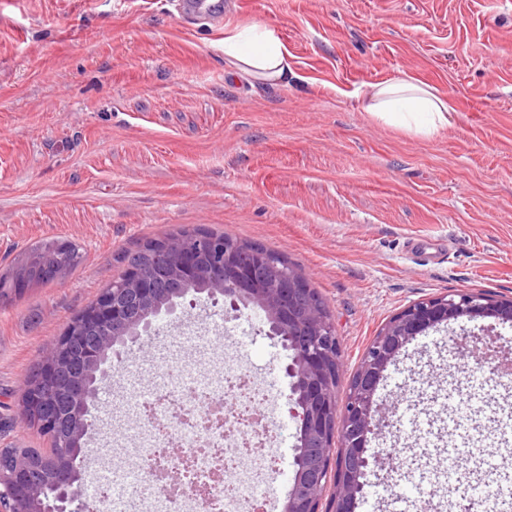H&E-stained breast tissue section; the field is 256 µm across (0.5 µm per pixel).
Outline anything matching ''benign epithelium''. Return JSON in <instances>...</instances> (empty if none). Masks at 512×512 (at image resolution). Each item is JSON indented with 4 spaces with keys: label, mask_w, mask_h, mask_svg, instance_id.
I'll use <instances>...</instances> for the list:
<instances>
[{
    "label": "benign epithelium",
    "mask_w": 512,
    "mask_h": 512,
    "mask_svg": "<svg viewBox=\"0 0 512 512\" xmlns=\"http://www.w3.org/2000/svg\"><path fill=\"white\" fill-rule=\"evenodd\" d=\"M151 247L170 253V271L177 282L205 283L203 292L208 298L223 301L233 312H240L248 304L260 310L268 336L289 352L285 371L293 383L288 400L290 413L298 421L301 443L282 512H354L369 465L364 456L369 436L385 427L383 404L377 396L379 384L409 343L442 324L459 320L494 315L504 323L512 321V298L498 299L482 292H455L408 306L394 315V321L385 325L367 347L340 409L336 404V332L328 331L327 319L317 305L299 310V296L312 293L300 272L275 267L271 280L260 283L249 269L236 262L239 243L231 240L224 241V254L218 261L204 260L179 236L156 240ZM131 294L151 304L137 323L127 318V298ZM183 298L182 289L156 288L152 279L130 268L77 314L71 333L57 337L43 352L34 375L24 381L20 417L24 424L35 428H59L60 419L44 414L48 400L42 392L44 382L58 380L59 391L68 403L70 447L55 459L51 497L46 496L42 474L33 469L32 460L17 454L11 470L0 471V512H82L79 500L83 477L76 459L90 424V402L108 377L111 360L119 358L122 348L137 342L161 312H173ZM98 321L112 322L113 334L101 338L100 348L75 356L78 330ZM294 324L301 328L296 336L289 333ZM339 419L344 421L345 450L339 463L333 465L331 448ZM330 484L333 492L324 505Z\"/></svg>",
    "instance_id": "obj_1"
}]
</instances>
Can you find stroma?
<instances>
[{
  "label": "stroma",
  "instance_id": "35a3bbf8",
  "mask_svg": "<svg viewBox=\"0 0 512 512\" xmlns=\"http://www.w3.org/2000/svg\"><path fill=\"white\" fill-rule=\"evenodd\" d=\"M228 25L276 28L295 79L273 87L224 72L221 31L185 30L171 0H0V274L40 242L76 244L80 265L0 304V448L50 454L19 424L22 379L71 318L127 269L125 252L182 231L221 232L285 256L324 301L341 351L345 399L366 348L414 302L461 290L512 298V0H227ZM415 78L455 112L431 140L374 120L359 93ZM412 237L443 249L423 265ZM137 362L148 384L165 340L193 371L239 368L279 399L287 443L262 448L293 468L289 357L259 310L226 312L197 295L161 315ZM469 335L465 359L452 340ZM512 359V323L479 318L418 336L387 371L386 404L422 403L430 434L386 432L366 450L403 449L417 462L448 445L436 395L470 397L484 458L443 487L498 485L512 457V375L483 372L487 347ZM117 383L101 386L80 454L86 512H112L100 489L133 484L144 418L129 417ZM111 444L112 458L99 457ZM363 496L395 512L416 498L394 464L368 468Z\"/></svg>",
  "mask_w": 512,
  "mask_h": 512
}]
</instances>
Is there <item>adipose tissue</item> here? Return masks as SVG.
<instances>
[{
	"mask_svg": "<svg viewBox=\"0 0 512 512\" xmlns=\"http://www.w3.org/2000/svg\"><path fill=\"white\" fill-rule=\"evenodd\" d=\"M222 44L230 74L276 85L292 71L290 53L276 29L254 24L228 27ZM362 98L365 111L377 121L425 139L446 131L454 112L447 95L412 78L369 85Z\"/></svg>",
	"mask_w": 512,
	"mask_h": 512,
	"instance_id": "ef3b65f1",
	"label": "adipose tissue"
}]
</instances>
